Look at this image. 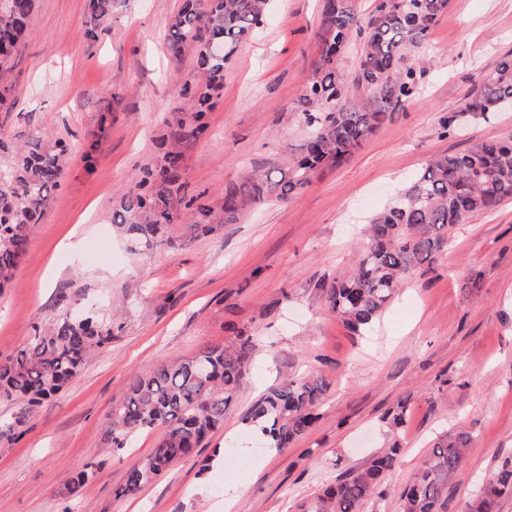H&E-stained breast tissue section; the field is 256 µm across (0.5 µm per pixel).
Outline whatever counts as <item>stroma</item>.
<instances>
[{
    "label": "stroma",
    "instance_id": "stroma-1",
    "mask_svg": "<svg viewBox=\"0 0 512 512\" xmlns=\"http://www.w3.org/2000/svg\"><path fill=\"white\" fill-rule=\"evenodd\" d=\"M180 4L127 0L111 29L90 41L86 0H36L31 38L0 69V85L12 89L0 136L39 129L73 147L0 293V361L26 345L40 320L60 315V294H78L100 315L116 300L125 305L120 336L65 388L32 410L0 402V424L11 425L0 431V512H304L324 485L383 447L384 418L401 400L408 417L397 464L363 512H394L419 461L451 428L470 443L445 512H466L477 479L512 455V200L451 227L447 253L399 288L370 329L351 331L324 290L351 275L368 218L430 158L512 134V111L450 135L440 126L481 83L480 63L512 52V0H451L418 59L419 94L340 165L216 235L134 254L111 223L112 206L154 157L165 119L186 105L181 87L195 74L194 53L175 58L167 49ZM319 4L271 0L264 24L225 68L207 131L183 148L189 190L211 207L222 204L226 184L300 151L304 133L290 114L317 52ZM95 131L102 138L88 164L79 147ZM472 279L479 290L469 289ZM231 323L247 329L252 351L223 430L136 495H119L155 436L140 433L112 453L113 402L136 375L235 344ZM287 374L322 378L327 388L319 421L280 453L242 420ZM235 443L256 455L238 469L245 496L228 507L213 475ZM92 461L94 475L71 495L68 480Z\"/></svg>",
    "mask_w": 512,
    "mask_h": 512
}]
</instances>
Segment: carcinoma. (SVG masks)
Here are the masks:
<instances>
[{"label": "carcinoma", "instance_id": "carcinoma-1", "mask_svg": "<svg viewBox=\"0 0 512 512\" xmlns=\"http://www.w3.org/2000/svg\"><path fill=\"white\" fill-rule=\"evenodd\" d=\"M120 0H88L84 36L94 39L112 24ZM269 0H182L168 24V50L180 56L190 47L197 73L185 83L187 112L165 120L157 139V157L118 195L112 223L134 247L175 248L231 224L248 207L268 199H286L310 181L322 166L336 165L389 122L420 90L416 57L450 0H375L368 16L356 0H321L317 53L309 62L310 80L296 113L306 130L304 154L284 169L249 175L224 187L217 213L188 194L183 144L208 129L207 114L224 89V68L237 47L263 23ZM35 0H0V64L32 35ZM362 36L358 68L347 81L340 61L353 34ZM223 44L218 53L211 45ZM485 76L457 112L443 120L450 134L463 116L485 118L512 107V57L484 65ZM72 146L47 140L34 131L21 142L0 137V176L10 189L0 193V288L14 278L32 225L40 223L47 200L60 186ZM512 199V135L483 139L461 153L432 159L392 203L374 214L355 273L325 289L329 309L352 330L368 328L397 291L420 267L448 250V230L495 210ZM184 220L188 234L171 235ZM77 295L63 294L66 315L50 318L23 349L0 361V400H21L33 408L79 374L89 356L112 344L122 330L118 309L103 322L78 321L67 314ZM250 337L239 349L203 348L193 358L175 359L132 379L109 417L112 447L120 451L135 435L161 429L154 448L126 472L120 495L136 494L163 476L177 461L201 451L224 427L248 357ZM326 390L316 377H286L257 400L244 418L270 447L287 450L319 418L316 403ZM407 421V401L398 402L388 425L398 432ZM470 441L450 429L434 443L413 479L399 496L397 512H442L448 485L461 472ZM398 440L351 467L317 494L307 512H362L384 482L398 455ZM512 498V457L501 459L486 475L468 512H497Z\"/></svg>", "mask_w": 512, "mask_h": 512}]
</instances>
